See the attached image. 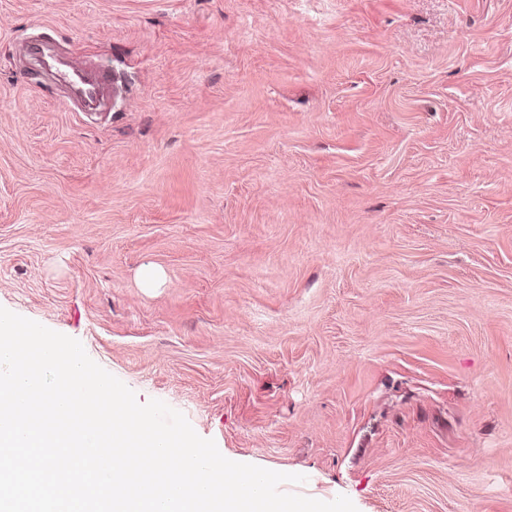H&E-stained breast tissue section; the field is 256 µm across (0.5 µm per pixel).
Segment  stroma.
<instances>
[{
  "mask_svg": "<svg viewBox=\"0 0 512 512\" xmlns=\"http://www.w3.org/2000/svg\"><path fill=\"white\" fill-rule=\"evenodd\" d=\"M0 307L288 492L512 512V0H0ZM57 80L63 85H84L85 92L89 94L99 93L106 82L104 75L100 73L89 76L84 62L75 57L70 58L66 69L58 73Z\"/></svg>",
  "mask_w": 512,
  "mask_h": 512,
  "instance_id": "1",
  "label": "stroma"
}]
</instances>
